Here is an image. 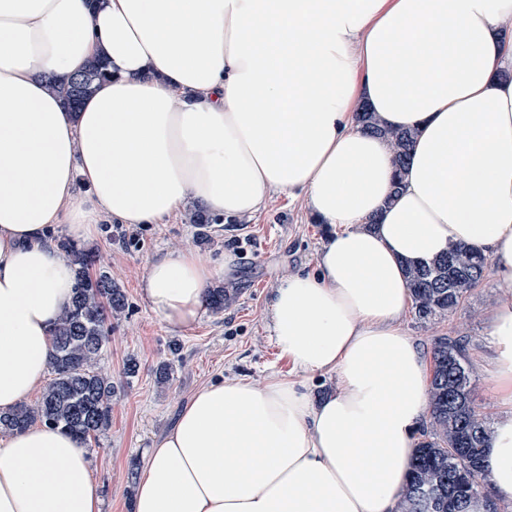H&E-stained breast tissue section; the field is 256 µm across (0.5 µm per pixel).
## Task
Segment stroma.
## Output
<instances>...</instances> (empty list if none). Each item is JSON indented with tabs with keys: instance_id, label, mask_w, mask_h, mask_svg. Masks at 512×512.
<instances>
[{
	"instance_id": "35a3bbf8",
	"label": "stroma",
	"mask_w": 512,
	"mask_h": 512,
	"mask_svg": "<svg viewBox=\"0 0 512 512\" xmlns=\"http://www.w3.org/2000/svg\"><path fill=\"white\" fill-rule=\"evenodd\" d=\"M324 236L323 225L311 222L301 198L274 193L254 223L241 230L231 223L194 224L184 211L165 224H101L94 237L81 241V248L96 252L127 302L112 320L100 361L115 385L111 425L84 453L100 489L101 512H132V464H143L147 449L202 387L225 378L261 383L291 373L273 342L270 300L288 273L313 271ZM188 247L215 261L231 256L232 264L212 282L227 293L223 311L206 310L195 326L177 330L152 314L138 283L153 258ZM501 294L490 270L455 316L424 322L410 311L403 322L426 356L437 337L468 338L467 356L475 370L472 396L495 421L504 408L490 370L488 316ZM131 360L137 371L130 376Z\"/></svg>"
}]
</instances>
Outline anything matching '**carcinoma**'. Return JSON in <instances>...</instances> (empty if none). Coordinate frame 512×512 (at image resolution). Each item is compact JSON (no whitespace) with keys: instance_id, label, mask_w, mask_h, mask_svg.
I'll return each mask as SVG.
<instances>
[{"instance_id":"1","label":"carcinoma","mask_w":512,"mask_h":512,"mask_svg":"<svg viewBox=\"0 0 512 512\" xmlns=\"http://www.w3.org/2000/svg\"><path fill=\"white\" fill-rule=\"evenodd\" d=\"M103 76L102 62L94 60L70 78L61 86L68 106L77 108ZM357 120L391 144L398 168L406 166L412 132L377 128L365 107ZM61 247L74 266L75 287L72 303L54 329L49 358L52 378L36 405L0 412V433L40 423L62 429L79 446L87 447L111 424L114 385L99 367V358L110 342L112 316L125 309V296L109 272L92 271L97 264L94 252L65 241ZM487 268L484 255L465 248L409 266L407 282L416 316L424 322L437 316L453 317L482 283ZM432 358L430 427L417 444L398 512H471L477 504L483 512H499L497 502L486 493L485 452L494 426L474 403V372L465 340L439 337Z\"/></svg>"}]
</instances>
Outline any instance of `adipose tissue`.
Here are the masks:
<instances>
[{
  "label": "adipose tissue",
  "mask_w": 512,
  "mask_h": 512,
  "mask_svg": "<svg viewBox=\"0 0 512 512\" xmlns=\"http://www.w3.org/2000/svg\"><path fill=\"white\" fill-rule=\"evenodd\" d=\"M93 59L77 110L58 92ZM414 131L405 170L357 121ZM302 197L327 239L281 279L272 335L293 377L197 392L149 449L133 512H395L428 409L401 321L409 262L490 258L506 414L486 453L512 500V0H0V411L44 389L74 277L48 232L163 224L194 203L248 224ZM220 269L192 248L139 282L188 329ZM335 376V393L308 382ZM0 512H100L77 441L0 437Z\"/></svg>",
  "instance_id": "1"
}]
</instances>
